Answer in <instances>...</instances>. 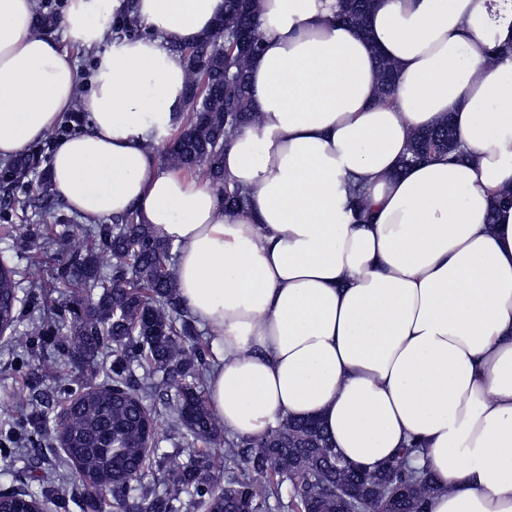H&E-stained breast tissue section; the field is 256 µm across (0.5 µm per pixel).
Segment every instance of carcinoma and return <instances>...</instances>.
I'll use <instances>...</instances> for the list:
<instances>
[{"label": "carcinoma", "instance_id": "carcinoma-1", "mask_svg": "<svg viewBox=\"0 0 512 512\" xmlns=\"http://www.w3.org/2000/svg\"><path fill=\"white\" fill-rule=\"evenodd\" d=\"M375 0H342L340 19L367 33L366 19ZM233 36L225 48H214L219 30ZM127 0L125 15L112 24V41L143 36ZM260 50L253 0H224V15L213 31L182 50L186 59L183 123L170 133L158 160L202 177L224 190V210L243 211L248 195L224 178V144L256 120L249 92V64ZM380 97L394 94L395 64L377 59ZM449 123L410 133L407 166L422 160L461 161ZM45 145L4 163L0 184L8 187L7 211L0 227L9 232V211L42 210L57 202ZM360 221L372 219L361 186L350 188ZM85 241L73 250L59 278L77 299L65 313L38 319L37 334L48 337L63 360L92 374L90 383L64 406L32 396L34 430L63 444L64 471L50 473L37 491L21 489L0 497V512H37L48 502L54 509L73 506L79 512H180L181 495L195 499L203 512H260L270 498H280L283 483L291 488V512H427L438 490L433 476L407 468L402 456L376 471L345 461L318 423L285 417L260 438L222 440L223 424L200 390L214 355L211 341L183 306L170 265L173 246L134 210L112 222L81 229ZM53 288L45 263L24 269L0 258V326L13 330L18 321L21 281ZM142 370L141 376L134 368ZM159 397L171 425L204 448L189 449L188 460L172 473L162 491L143 485L146 473L160 461L155 439L158 422L149 400ZM224 444L225 455L245 468L224 479L214 476L212 447ZM266 476L264 484L252 474ZM70 481L67 496L55 491L58 480Z\"/></svg>", "mask_w": 512, "mask_h": 512}]
</instances>
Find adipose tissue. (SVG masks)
<instances>
[{
	"instance_id": "adipose-tissue-1",
	"label": "adipose tissue",
	"mask_w": 512,
	"mask_h": 512,
	"mask_svg": "<svg viewBox=\"0 0 512 512\" xmlns=\"http://www.w3.org/2000/svg\"><path fill=\"white\" fill-rule=\"evenodd\" d=\"M122 0H67L64 39L96 49L81 78L34 0H0V159L40 141L85 87L86 130L56 141L55 187L85 221L136 210L170 242L179 293L216 361L208 401L259 437L320 418L345 460L409 462L429 512H512V0H375L371 37L340 0H256L257 114L224 150L251 196L225 212L208 183L161 165L181 123L182 48L224 0H135L146 37L100 50ZM398 70L392 102L377 57ZM451 120L469 163L408 167L411 130ZM374 218L354 223L350 183Z\"/></svg>"
}]
</instances>
